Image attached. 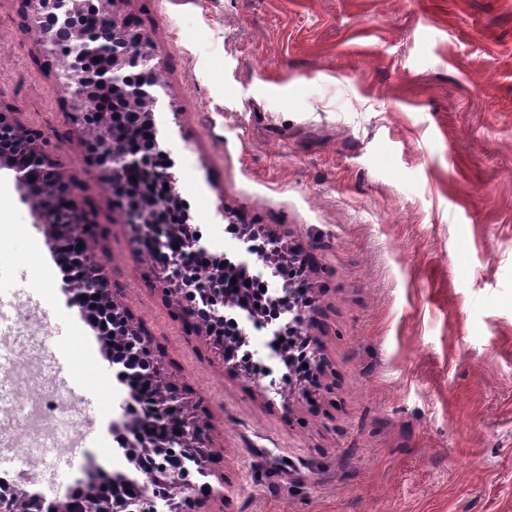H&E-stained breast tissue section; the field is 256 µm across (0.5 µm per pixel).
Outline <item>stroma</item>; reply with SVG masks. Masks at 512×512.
<instances>
[{
  "label": "stroma",
  "mask_w": 512,
  "mask_h": 512,
  "mask_svg": "<svg viewBox=\"0 0 512 512\" xmlns=\"http://www.w3.org/2000/svg\"><path fill=\"white\" fill-rule=\"evenodd\" d=\"M163 63L167 148L211 252L228 223L311 252L312 399L266 400L154 288L152 261L66 121L69 94L0 0V104L42 130L101 225L92 247L207 409L209 512H512V0H123ZM0 296L49 301L42 347L85 385L78 448L44 456L47 497L91 463L124 470L127 390L62 291L44 225L0 170Z\"/></svg>",
  "instance_id": "35a3bbf8"
}]
</instances>
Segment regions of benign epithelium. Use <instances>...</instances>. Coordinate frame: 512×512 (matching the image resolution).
Masks as SVG:
<instances>
[{"mask_svg": "<svg viewBox=\"0 0 512 512\" xmlns=\"http://www.w3.org/2000/svg\"><path fill=\"white\" fill-rule=\"evenodd\" d=\"M119 2L22 0V9L46 62H52L62 47L68 53L69 66L62 74L70 88L67 121L73 130L88 135L85 151L90 164L112 186V195L125 223L133 228L139 247L154 255L164 291L179 298V319L190 331L212 341L224 356L226 369L238 368L241 362L227 358L224 337L218 335L224 324V289L207 287L191 273L192 260L210 253L206 241L198 232L181 235L173 243L159 235L163 211L186 204L177 189L175 162L170 160L163 167L147 164L149 151L169 155L164 139L155 133L146 150L131 147L121 151L112 144L125 125L126 113L113 111L118 96L148 105L143 121L155 123L153 107L159 102L160 89L157 75L162 68L151 34L119 9ZM93 60L97 61L96 67H88ZM14 112L12 107H0V141L19 142L24 159L19 162L0 152V168L12 172L23 198L38 202L37 223L55 231L49 246L61 265L66 269L75 264L82 267L80 277L66 276L64 291L70 305L78 308L97 333L105 335L109 347L106 360L117 368L118 381L146 384L162 373L157 347L131 317L110 308L112 288L105 262L82 249L59 254L58 242L68 224H83L87 234L97 233L99 224L92 220L88 201L66 178L64 163L47 148L44 132L25 127L15 119ZM93 113L105 116L106 121L88 125L85 118ZM118 173L139 174L154 183L168 184L165 203L154 207V215H148L147 204L129 196L124 180L116 178ZM261 247L271 260L288 251L297 262H306L303 252L289 246L276 232L262 235ZM154 402L157 418L174 419L180 437L148 427L130 438L122 422L113 421L112 432L134 469L115 473L94 465L89 468L93 478L68 488L66 500L76 501L93 493L98 497V512H201L208 500L224 499V481H219L217 487L209 482L213 475L209 437L196 406L175 389L155 397ZM187 437L191 443L180 449V461L174 466L164 464L155 472L139 459V448H160L158 456L165 458L176 443ZM34 484L33 479L20 484L0 478V512H55L58 501L47 499L33 488ZM127 487L131 492L125 491Z\"/></svg>", "mask_w": 512, "mask_h": 512, "instance_id": "obj_1", "label": "benign epithelium"}]
</instances>
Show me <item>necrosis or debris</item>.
<instances>
[{"mask_svg": "<svg viewBox=\"0 0 512 512\" xmlns=\"http://www.w3.org/2000/svg\"><path fill=\"white\" fill-rule=\"evenodd\" d=\"M48 327L42 299L32 298L24 301L13 329L0 337V344L17 352L16 359L0 372L38 391L18 410L0 402V454L24 455L46 447L65 456L76 446V437L60 436L59 426L64 420L83 422L78 401L60 380L47 373L44 356L33 348Z\"/></svg>", "mask_w": 512, "mask_h": 512, "instance_id": "4bbe7bcc", "label": "necrosis or debris"}]
</instances>
